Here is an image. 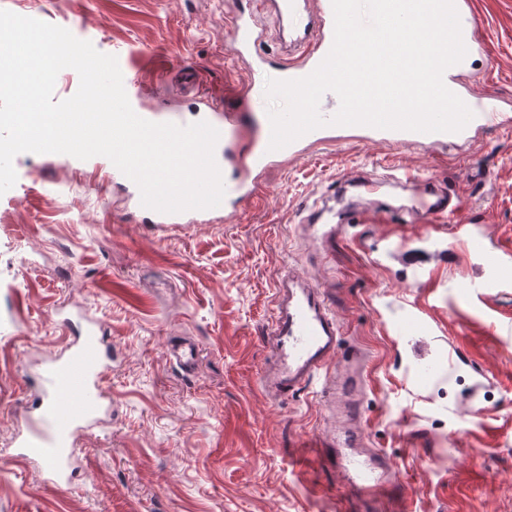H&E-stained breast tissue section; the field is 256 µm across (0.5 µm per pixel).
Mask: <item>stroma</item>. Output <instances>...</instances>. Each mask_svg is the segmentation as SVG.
Wrapping results in <instances>:
<instances>
[{
  "mask_svg": "<svg viewBox=\"0 0 512 512\" xmlns=\"http://www.w3.org/2000/svg\"><path fill=\"white\" fill-rule=\"evenodd\" d=\"M226 7L0 0L132 59L143 109L181 112L214 89L234 104L246 83L226 47ZM477 8L487 49L467 88L512 109V0ZM185 61L202 73L192 90L179 83ZM476 165L491 173L485 184L470 179ZM107 166L25 152L0 195V512H512V287L491 299L457 293L480 278L470 233L512 250V124L439 147L332 129L269 166L259 200L234 221L176 229L139 223L123 191L105 187ZM406 173L459 192L463 223H399L393 210L413 194L399 181ZM363 174L376 192L358 186ZM357 209L373 210L371 223H345ZM317 224L342 230L323 242ZM290 268L331 289L342 348L369 360L359 427L396 487L379 503L312 449L314 436L339 430L315 390L274 401L259 389L274 285ZM62 310L104 326L112 365L106 409L78 436L71 483L59 487L41 462L15 458L14 439L37 416L46 360L74 339L57 321ZM408 312L424 330L396 335L393 322ZM186 338L201 346L190 375L166 355ZM452 346L486 375L482 427L448 411L468 375L413 380Z\"/></svg>",
  "mask_w": 512,
  "mask_h": 512,
  "instance_id": "obj_1",
  "label": "stroma"
}]
</instances>
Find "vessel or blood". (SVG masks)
I'll list each match as a JSON object with an SVG mask.
<instances>
[{"mask_svg": "<svg viewBox=\"0 0 512 512\" xmlns=\"http://www.w3.org/2000/svg\"><path fill=\"white\" fill-rule=\"evenodd\" d=\"M459 13L462 38L468 56L449 67L444 73L445 85L460 94L472 110L470 127H480L495 120L512 121L498 99L477 98L464 93L458 78L472 67V55L482 53L484 38L474 16V0H455ZM271 13L276 24L289 30L288 51L282 54L276 69L280 79H298L309 75L331 49L334 37L332 0H247L245 6L227 11L225 24L229 36L230 54L248 70V79L239 103H246L253 93L265 90L268 60L259 47L265 30L259 23L263 13ZM198 120L214 126L220 133L214 155L222 173L225 196L219 207L225 217L238 216L244 205L260 196V176L273 162L297 155L303 146L323 141L324 129L311 131L277 151H269L271 126L267 116L255 118L258 137L249 151L240 144L245 128L236 110L225 108L222 101L209 96L196 106ZM382 139L401 144H440L452 140L449 132L422 133L406 130H380ZM112 181L124 188L141 215L143 222L159 228L184 227L206 221L211 210H189L181 213H161L141 204L137 185L120 170H113ZM431 199L424 207H410L400 216L401 223L420 224L427 217L444 216L456 222L464 202L457 194L439 189L431 190ZM471 249L477 258L482 275L478 283L485 295H498L502 288L512 285V253H495L481 233L471 236ZM59 322L66 330L78 335V342L61 360L51 361L41 378L42 395L37 408L41 426L21 436L17 456L23 460L40 461L51 481L67 485L71 477L74 446L78 435L95 423L105 400L103 374L111 358L104 329L84 317L61 315ZM267 345L272 353L270 365L259 378L264 394L274 400L306 388L313 379L328 373L340 351V329L329 292L295 270H287L274 289V307L267 331ZM200 348L197 343L171 344L167 355L182 368L192 372ZM367 372V360L358 357L351 375L334 379L331 403L343 419L354 422L362 415V404L352 398L351 391ZM362 437L357 430L348 429L337 438L318 437L317 448L360 447ZM336 464L351 487L371 494H390L374 477L372 466L353 457L337 458Z\"/></svg>", "mask_w": 512, "mask_h": 512, "instance_id": "obj_1", "label": "vessel or blood"}]
</instances>
